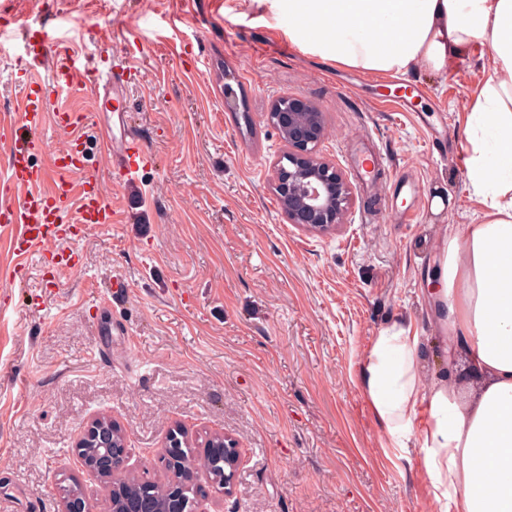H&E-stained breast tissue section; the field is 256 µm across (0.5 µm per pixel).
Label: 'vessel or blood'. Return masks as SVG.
Segmentation results:
<instances>
[{
  "label": "vessel or blood",
  "instance_id": "vessel-or-blood-1",
  "mask_svg": "<svg viewBox=\"0 0 512 512\" xmlns=\"http://www.w3.org/2000/svg\"><path fill=\"white\" fill-rule=\"evenodd\" d=\"M24 45L26 54L51 72L55 85L46 87L26 75L20 79L25 87L16 107L21 120L11 129L6 179L15 195L0 201V238L19 258L59 239L70 224L112 223L113 211L102 181L87 160L86 117L56 105L54 88L60 85L77 92L88 89L96 99L108 102L122 94L125 87L124 75L114 71L111 58L63 48L53 32H33L25 38ZM47 116L55 130L66 136L67 143L54 153L50 168L45 169L33 165L31 158L40 150L35 132ZM111 160L115 173L125 179L150 166L152 156L131 138L112 149ZM397 190L409 202L392 212V222L416 223L420 215L417 204L425 199L424 184L403 179Z\"/></svg>",
  "mask_w": 512,
  "mask_h": 512
}]
</instances>
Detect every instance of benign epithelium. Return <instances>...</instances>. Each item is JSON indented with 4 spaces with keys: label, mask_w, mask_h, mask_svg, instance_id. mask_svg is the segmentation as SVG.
Listing matches in <instances>:
<instances>
[{
    "label": "benign epithelium",
    "mask_w": 512,
    "mask_h": 512,
    "mask_svg": "<svg viewBox=\"0 0 512 512\" xmlns=\"http://www.w3.org/2000/svg\"><path fill=\"white\" fill-rule=\"evenodd\" d=\"M269 125L275 128L286 146L272 165V189L282 213L290 224L316 234H330L345 224L353 202V189L336 165L317 156V148L326 133L323 113L311 101L281 96L273 101L266 113ZM228 473L224 496L234 494L241 449L223 433ZM74 449L88 470L97 474L109 486L114 497L127 484L128 448L125 432L108 417L96 415L83 425ZM210 449L202 448L199 462L167 471V482L196 481L200 464L206 463ZM121 512H198V503L175 500L161 506L153 497H128L116 505Z\"/></svg>",
    "instance_id": "7a95c632"
}]
</instances>
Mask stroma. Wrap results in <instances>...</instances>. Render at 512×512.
<instances>
[{
	"mask_svg": "<svg viewBox=\"0 0 512 512\" xmlns=\"http://www.w3.org/2000/svg\"><path fill=\"white\" fill-rule=\"evenodd\" d=\"M26 27L135 61L112 107L155 160L118 180L99 133L106 113L88 94L61 93L86 115L89 163L116 221L51 243L77 250L80 271L33 257L0 283V512H57L75 483L103 512L108 491L73 450L97 414L125 429L131 472L160 483L169 427L193 444L234 438L235 493H210L202 512H432L421 453L382 447L357 378L378 329L405 320L420 336L424 385L477 386L448 363L426 274L449 228L482 221L464 131L489 58L441 75L420 68L396 87L289 43L287 16L267 0H0V114L20 97L15 72L52 79L25 54ZM406 85L418 91L409 109L398 102ZM282 95L324 112L318 152L352 184L334 234L289 224L272 190L284 145L266 113ZM376 147L389 164L360 179L354 159ZM402 178L444 208L390 223L387 207L406 204L393 194ZM116 271L129 295L106 309Z\"/></svg>",
	"mask_w": 512,
	"mask_h": 512,
	"instance_id": "35a3bbf8",
	"label": "stroma"
}]
</instances>
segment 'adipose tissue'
Here are the masks:
<instances>
[{
  "mask_svg": "<svg viewBox=\"0 0 512 512\" xmlns=\"http://www.w3.org/2000/svg\"><path fill=\"white\" fill-rule=\"evenodd\" d=\"M288 40L367 74L448 71L489 54L465 129L464 167L484 221L452 235L428 296L480 384H421L420 338L381 327L358 382L396 452L419 448L434 512H512V0H270Z\"/></svg>",
  "mask_w": 512,
  "mask_h": 512,
  "instance_id": "obj_1",
  "label": "adipose tissue"
}]
</instances>
